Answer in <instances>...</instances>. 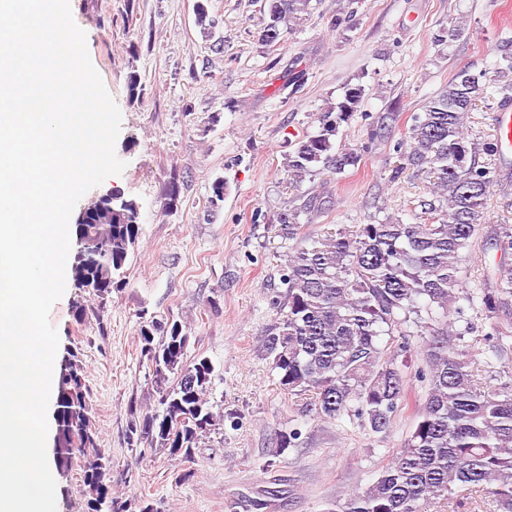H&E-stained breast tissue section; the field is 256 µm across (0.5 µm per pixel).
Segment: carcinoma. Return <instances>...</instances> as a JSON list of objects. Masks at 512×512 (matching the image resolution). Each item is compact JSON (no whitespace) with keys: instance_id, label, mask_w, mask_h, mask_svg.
<instances>
[{"instance_id":"obj_1","label":"carcinoma","mask_w":512,"mask_h":512,"mask_svg":"<svg viewBox=\"0 0 512 512\" xmlns=\"http://www.w3.org/2000/svg\"><path fill=\"white\" fill-rule=\"evenodd\" d=\"M266 18L262 40L275 43L281 25L310 13L311 0H260ZM484 74L458 70L441 92L412 116L403 168L427 170L434 178L432 200L420 201L425 223L385 217L349 231L326 233L288 259L286 291L275 301L278 318L264 345L285 393L305 396L304 412L319 418L353 415L373 434L386 435L405 409L413 421L401 448L377 478L331 503L328 512H430L475 488L492 494L501 512H512V381L497 385L475 378L463 332L454 327L453 305L465 251L489 223L485 199L501 174L480 155L494 157L493 139L482 146L466 138ZM363 96L350 87L326 112L321 130L301 141L288 158V176L302 181L317 165L342 173L357 166L364 148H336L333 137ZM139 206L112 213L110 224H81L72 265L76 288L104 299L114 276L126 266L139 235ZM283 236L301 234L299 214L277 217ZM501 250L481 289L485 315L512 324V227L486 234ZM416 332L408 330V324ZM160 338H155V334ZM512 332L497 327L486 341L502 356ZM142 353L152 367L162 412L131 422V446L163 448L187 458L217 425L209 395L213 366L206 358L186 360L187 336L178 322L152 320L140 329ZM177 383L168 385L169 375ZM424 388L410 404L413 382ZM89 389L79 352L67 349L61 364L54 419L59 468L80 460L82 512H157L146 497L114 502L112 459L100 447L91 418Z\"/></svg>"}]
</instances>
